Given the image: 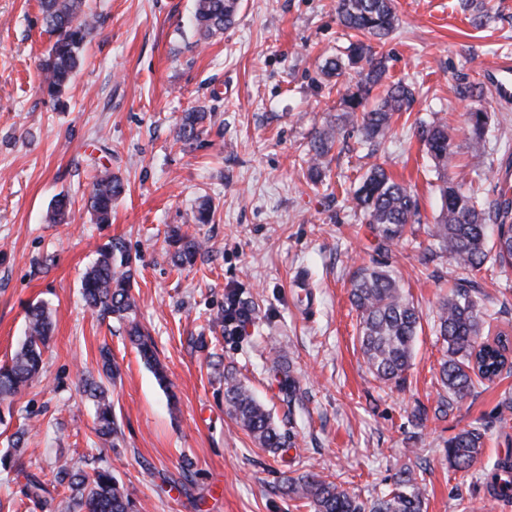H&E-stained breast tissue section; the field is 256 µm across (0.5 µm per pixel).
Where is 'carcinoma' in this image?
<instances>
[{
  "instance_id": "obj_1",
  "label": "carcinoma",
  "mask_w": 512,
  "mask_h": 512,
  "mask_svg": "<svg viewBox=\"0 0 512 512\" xmlns=\"http://www.w3.org/2000/svg\"><path fill=\"white\" fill-rule=\"evenodd\" d=\"M85 0H40L42 21L53 43L41 63L44 74L43 92L60 100L77 74L89 37L98 20L83 10ZM239 0H196L193 24L207 40L230 27L238 12ZM342 25L370 39L382 41L399 24L394 0H338ZM351 69L360 79L355 90L343 97L344 122L356 129L359 144L374 145L391 130L393 114L410 111L413 89L397 82L385 87L384 95L372 109L366 102L372 90L382 85L388 72V59L374 47L357 39L349 43L345 57L329 59L323 66L328 75L338 77ZM471 155L484 154L487 113H470ZM208 120V111L194 107L184 113L176 132V141L184 144L196 139ZM417 134L437 169L445 170L454 154L448 124L444 121L419 123ZM339 129L320 130L311 140L308 172L319 183L326 175V157L338 139ZM453 181L438 174L441 208L436 224L429 229L438 248L437 254L448 256L458 270L454 289L444 299L433 321L436 335L447 345L446 359L439 368V380L448 390V401L437 407L446 415L454 402L470 394L475 385L493 383L512 370V335L494 325L495 314L484 307V291L476 280V272L491 264L501 274L512 270V188L498 186V198L486 202L481 184L466 179ZM123 192L120 179L110 173L96 178L91 185L87 206L96 223L112 221V206ZM354 199L367 224L378 239L379 248L388 251L398 244L408 230L420 223L419 205L411 189L395 181L379 164L372 165L360 178ZM70 199L60 194L52 205L51 219L65 221ZM493 221L496 236L488 238L487 222ZM174 251L172 262L177 267L194 263L201 242L174 229L169 235ZM133 258L122 243L105 248L97 262L82 279V295L86 305L102 320L115 318L126 324V332L141 360L152 370L160 386L169 380L157 359L152 340L132 318L134 299ZM350 302L359 318V342L371 371L381 380L401 385L406 380L421 329V314L403 292L399 280L383 263L358 268L351 278ZM249 301L237 290L224 297V309L213 323L232 335L250 320ZM51 318L42 305H33L27 316L24 340L11 361L0 365V408L11 410L14 397L38 378L42 371V352L50 339ZM273 369L282 375L281 393L288 408L298 400L297 381L282 361H273ZM86 394L95 404V432L108 441L118 437L119 427L112 404L101 381L81 379ZM224 399L229 413L261 447L276 453L286 447V434L281 431L270 411L256 401L236 379L225 378ZM497 419L502 427L512 424V395L504 394L498 406ZM487 427L471 425L448 438V465L457 472L469 471L483 454ZM26 431L16 432L13 451L0 457V468L9 471L25 452ZM24 496L35 505H45L51 490L58 487L68 492V512H137L132 494L112 475L97 467L92 472L65 462L53 469L50 482L37 474H25ZM288 494L306 501L313 512H426L425 489L410 469L402 471L393 487L368 503L359 501L340 485L316 474L288 479Z\"/></svg>"
}]
</instances>
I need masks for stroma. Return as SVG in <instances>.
Returning <instances> with one entry per match:
<instances>
[{
  "instance_id": "35a3bbf8",
  "label": "stroma",
  "mask_w": 512,
  "mask_h": 512,
  "mask_svg": "<svg viewBox=\"0 0 512 512\" xmlns=\"http://www.w3.org/2000/svg\"><path fill=\"white\" fill-rule=\"evenodd\" d=\"M234 24L200 40L194 0H87L100 18L85 60L62 104L42 91L39 63L51 38L38 0H0V364L25 334L29 305L52 311L44 374L15 396L0 420V455L19 427L29 429L25 472L50 479L57 463L108 467L137 500L139 512H311L285 492L308 472L336 479L360 500L388 490L411 469L423 480L426 512H512L501 496L497 465L512 461V427L495 415L512 373L434 410L447 392L438 380L445 346L433 330L440 301L455 284L453 263L425 260L439 214L434 163L418 123L447 122L455 155L449 175L494 187L512 145V110L483 83L492 61L512 57V0H395L400 24L377 45L389 81L415 91L411 111L394 116L374 158L331 151L324 183L306 176L315 131L343 123L341 91L354 73L331 79L327 59L348 37L338 0H240ZM211 112L205 131L176 142L184 112ZM489 116L485 161L470 166L468 114ZM378 163L408 185L421 224L384 254L352 194ZM117 176L124 192L112 221L95 223L86 207L94 176ZM69 195L66 223L48 219L57 194ZM210 200L214 221L194 213ZM196 237L193 267L175 268L171 229ZM123 243L133 258L135 317L167 370L162 388L132 347L124 324L99 320L80 282L100 248ZM382 262L421 310L422 330L403 387L373 377L358 342L350 279ZM485 305L512 331V277L485 272ZM241 289L254 312L235 336L211 319L227 289ZM110 347L118 374L108 387L120 434L105 445L93 430L94 405L79 380L98 376L99 350ZM290 362L301 400L288 409L270 371ZM233 376L271 410L293 442L280 456L259 447L229 414L224 378ZM423 426L409 417L416 406ZM488 431L468 471L448 466L446 442L476 423ZM191 458L190 480L180 463ZM23 474L0 473V512H67L57 490L43 509L22 494Z\"/></svg>"
}]
</instances>
